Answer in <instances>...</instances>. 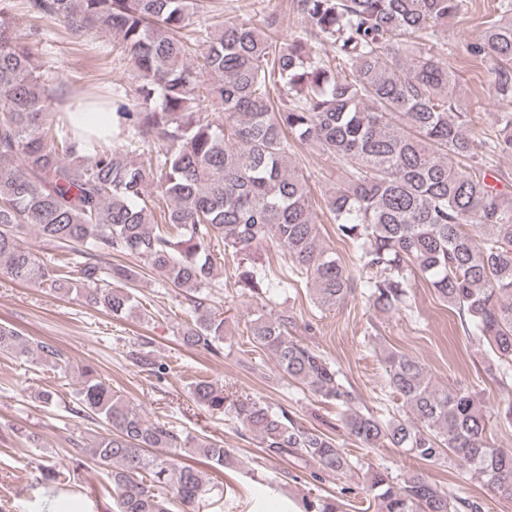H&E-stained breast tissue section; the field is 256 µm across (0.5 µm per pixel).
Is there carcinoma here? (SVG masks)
Instances as JSON below:
<instances>
[{
	"mask_svg": "<svg viewBox=\"0 0 512 512\" xmlns=\"http://www.w3.org/2000/svg\"><path fill=\"white\" fill-rule=\"evenodd\" d=\"M462 0H290L302 35L275 39L249 19L223 17V0H27L36 19L80 35L117 38L132 64V92L106 96L62 81L51 89L34 64L39 28L13 21L0 0V272L46 285L114 317L139 309L131 285L139 262L163 284L188 293L191 323L179 336L215 356L224 317L211 304L217 261L237 260L239 287L267 298L277 277L313 285L322 308L364 283L376 312L408 306L423 279L448 303L467 336L485 347L484 371L512 386V191L489 182L494 158L512 154V0L481 22L469 56L492 64L501 106L495 130L475 147L469 113L448 66V22ZM280 85L285 97H270ZM336 161L344 179L327 200L336 235L355 244L358 276L322 245L307 178L292 142ZM154 145L148 165L132 147ZM69 249L47 263L22 241ZM283 251L274 270L254 257ZM78 273L87 287L74 286ZM290 316L250 322L254 347L274 356L289 381L341 409L339 421L363 448H401L424 462L459 460L498 498L512 502V448L488 441L489 411L477 393L433 383L420 360L384 351L389 385L407 408L382 418L359 406L351 385L320 351L288 336ZM0 355L37 358L63 373L53 345L0 324ZM160 377L167 365L130 352ZM71 412L97 417L104 432L73 449L108 470L115 512H203L215 505L201 473L176 458L192 451L222 470L233 458L217 440L182 436L148 420L112 392L91 366L80 369ZM193 401L255 434L269 460L288 457L322 472L358 468L326 433L249 394L209 379L191 383ZM165 455H152L149 449ZM376 512H477L422 472L367 470ZM69 472L42 468L46 507L74 493ZM295 512H341L334 498H302Z\"/></svg>",
	"mask_w": 512,
	"mask_h": 512,
	"instance_id": "cac0c4a2",
	"label": "carcinoma"
}]
</instances>
